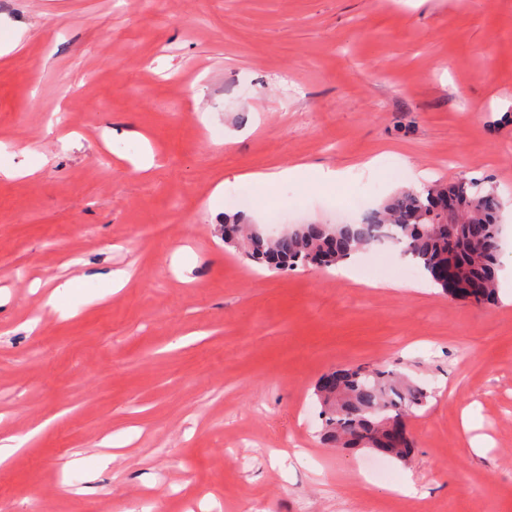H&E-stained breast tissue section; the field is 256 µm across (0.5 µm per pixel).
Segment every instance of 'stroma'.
Wrapping results in <instances>:
<instances>
[{
    "label": "stroma",
    "mask_w": 512,
    "mask_h": 512,
    "mask_svg": "<svg viewBox=\"0 0 512 512\" xmlns=\"http://www.w3.org/2000/svg\"><path fill=\"white\" fill-rule=\"evenodd\" d=\"M0 45V161L47 159L0 177V439L22 442L0 502L512 512V266L484 307L409 275L390 244L347 277L259 270L224 243L228 217L271 233L278 209L290 224L337 223L360 194L378 209L412 166L494 188L511 254L512 0H0ZM293 165L349 176L248 179ZM117 269L131 278L114 293ZM69 280L62 303L95 302L62 320L44 298ZM354 364L429 393L387 482H359L366 452L320 439L315 386Z\"/></svg>",
    "instance_id": "35a3bbf8"
}]
</instances>
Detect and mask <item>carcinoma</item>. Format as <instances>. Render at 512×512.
<instances>
[{"instance_id": "obj_1", "label": "carcinoma", "mask_w": 512, "mask_h": 512, "mask_svg": "<svg viewBox=\"0 0 512 512\" xmlns=\"http://www.w3.org/2000/svg\"><path fill=\"white\" fill-rule=\"evenodd\" d=\"M502 201L474 180L403 190L360 223L295 224L266 234L234 218L224 224V244L275 271L298 266L330 268L386 238L401 246L429 281L440 286L448 267L473 287L470 301H495L502 267ZM315 395L324 419L323 442L336 448L386 451L402 461L412 456L411 436H393L424 404V389L378 367L350 365L323 376Z\"/></svg>"}]
</instances>
